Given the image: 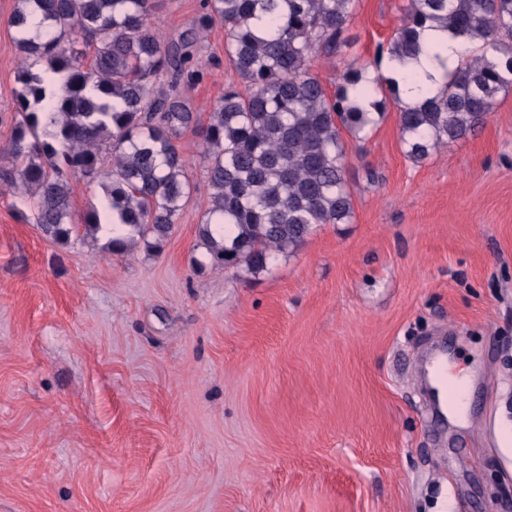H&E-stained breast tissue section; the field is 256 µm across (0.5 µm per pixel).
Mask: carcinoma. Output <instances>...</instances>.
<instances>
[{
    "mask_svg": "<svg viewBox=\"0 0 512 512\" xmlns=\"http://www.w3.org/2000/svg\"><path fill=\"white\" fill-rule=\"evenodd\" d=\"M358 0H203L192 27L167 41L151 27L153 0H16L10 20L21 55L18 110L0 154V175L29 201L35 222L55 239L72 232L71 183L106 180L115 223L159 246L191 198L175 145L195 117L181 87L202 67L196 46L224 26V57L239 85L224 89L202 127L209 192L202 245L217 265L263 271L301 246L321 224H348L353 202L342 132L359 136L392 105L405 155L420 163L441 145L475 133L512 87V0H408L401 25L376 62L419 50L420 31L442 24L477 46L448 75L440 95L402 100L396 85L360 89L369 65L353 62L330 91L313 73L354 45L349 22ZM268 30L252 24L255 13ZM47 36L29 37L31 18ZM58 76L49 90L34 61ZM110 156V168L104 157Z\"/></svg>",
    "mask_w": 512,
    "mask_h": 512,
    "instance_id": "obj_1",
    "label": "carcinoma"
}]
</instances>
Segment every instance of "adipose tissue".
Returning <instances> with one entry per match:
<instances>
[{
	"instance_id": "obj_1",
	"label": "adipose tissue",
	"mask_w": 512,
	"mask_h": 512,
	"mask_svg": "<svg viewBox=\"0 0 512 512\" xmlns=\"http://www.w3.org/2000/svg\"><path fill=\"white\" fill-rule=\"evenodd\" d=\"M470 44L452 36L446 28L432 25L420 36V52L415 57L387 62L382 73H368L367 83L385 78L396 84L402 99L417 101L439 94Z\"/></svg>"
}]
</instances>
